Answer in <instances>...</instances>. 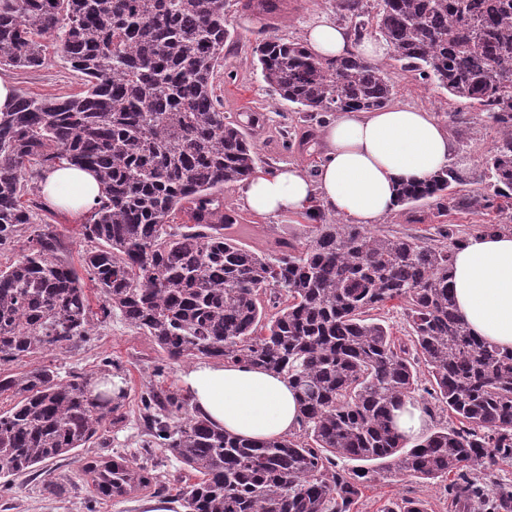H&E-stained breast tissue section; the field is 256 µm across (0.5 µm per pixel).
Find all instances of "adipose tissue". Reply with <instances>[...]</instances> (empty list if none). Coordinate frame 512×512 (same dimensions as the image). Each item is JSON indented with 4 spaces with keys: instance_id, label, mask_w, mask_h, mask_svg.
<instances>
[{
    "instance_id": "obj_1",
    "label": "adipose tissue",
    "mask_w": 512,
    "mask_h": 512,
    "mask_svg": "<svg viewBox=\"0 0 512 512\" xmlns=\"http://www.w3.org/2000/svg\"><path fill=\"white\" fill-rule=\"evenodd\" d=\"M309 52L336 57L350 52L366 59L385 56L386 46L353 42L326 13L306 26ZM324 160L316 176L280 165L244 181L240 200L267 217L320 207L353 224L374 225L393 209L400 183L424 180L447 166L455 146L433 112L390 105L369 112L336 113L321 130ZM45 200L75 213L100 204L93 172L77 168L48 171ZM452 285L457 312L471 331L502 349H512V231L483 232L455 249ZM196 412L217 427L249 439L288 433L298 425L296 394L287 379L244 363L200 362L182 376Z\"/></svg>"
}]
</instances>
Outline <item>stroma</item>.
<instances>
[{"label":"stroma","mask_w":512,"mask_h":512,"mask_svg":"<svg viewBox=\"0 0 512 512\" xmlns=\"http://www.w3.org/2000/svg\"><path fill=\"white\" fill-rule=\"evenodd\" d=\"M295 9L286 16L273 21L259 19L239 5L226 8V25L233 38L224 49V65L214 82L216 94L224 101L225 113L239 112L247 108L251 112L265 113L267 121L258 128L253 137L258 152L260 171L266 172L281 163L301 166L308 174H316L322 161L321 149H306L298 142L284 144L281 130L296 133L320 131L319 123H306L303 113L270 91L262 81L259 72L246 67L244 60L252 53L259 40L276 36L284 40L302 37L306 24L320 12L330 11V0H294ZM385 66L395 86V103L435 112L445 123L455 144L456 154L450 165L458 171L463 181L461 192L481 194L487 190L483 175L481 156L494 143L496 130L478 109L465 100L453 97L433 83L416 79L411 73L401 70L393 60H386ZM11 79L18 95L28 98H51L68 96L80 92V78L71 70L54 42H47L45 59L35 70H21L0 67V77ZM453 112L464 113L466 123L451 122ZM225 207L234 209L240 217L234 235L250 249L269 253L277 243H305L306 215H288L279 218L261 217L245 208L239 198L238 187L224 191ZM429 218L423 224L405 223L402 217L388 214L381 222L384 230H399L413 234L428 233L430 226L463 224L471 226L486 223L487 217L478 211L450 210L437 213L429 209ZM35 223L54 225L60 238L64 256L73 265H80L81 254L86 243L80 234L84 217H77L56 208L37 211ZM119 367L126 379L127 397L122 411L125 426L112 430L100 439V446L107 453L121 454L134 461H141L138 446L139 399L149 387H171L182 389V374L189 369V362L167 361L165 354L154 342L142 333L128 326L121 316H112L106 324L96 327L87 341L72 346L44 352L25 362L0 367V373L18 375L39 365L57 367L61 376L70 373H92L99 371L104 362ZM165 366V373H158V366ZM83 452L46 461L39 467L38 476L24 475L16 478L9 496L0 499V505L7 512H186L176 494L185 471L175 455L166 449L154 452L169 487L166 496L147 494L128 499L98 500L94 497L93 486L81 471ZM55 481V491H46V481ZM402 497H416L427 501L431 512H447L444 485L439 481H424L394 476L379 477L364 490L357 506V512H381L386 501Z\"/></svg>","instance_id":"1"}]
</instances>
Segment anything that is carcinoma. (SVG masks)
Wrapping results in <instances>:
<instances>
[{
	"mask_svg": "<svg viewBox=\"0 0 512 512\" xmlns=\"http://www.w3.org/2000/svg\"><path fill=\"white\" fill-rule=\"evenodd\" d=\"M225 0H0V64L41 67L44 39L62 49L83 90L19 96L0 112V249L27 236L0 268V367L92 335L118 312L170 360L221 359L288 378L298 430L240 438L198 416L177 390L140 400L143 448L173 452L194 482L178 498L188 512H354L365 483L383 474L451 478L448 512H512V487L486 493L484 475L512 461V350L484 341L456 312L450 273L464 243L452 224L427 235L373 231L326 220L312 239L257 253L231 229L224 189L256 172L255 146L224 117L214 79L232 39ZM359 41L375 34L401 69L465 99L497 134L483 160L491 192L449 195L462 183L446 167L400 185L408 224L466 204L498 216L512 209V0H335ZM245 65L300 112L371 111L392 101L387 70L349 54L308 52L300 39L270 36ZM98 177L100 206L81 225L91 243L82 265L62 255L54 226L32 225L35 180L55 167ZM188 223L173 224L178 213ZM397 301L409 327L397 339L376 317ZM427 367L421 378L419 363ZM119 373L60 377L50 365L0 375L15 405L0 411V495L121 426ZM410 399L450 421L411 443L392 410ZM97 497L159 489L157 465L95 453L84 466ZM382 512H427L424 501L388 502Z\"/></svg>",
	"mask_w": 512,
	"mask_h": 512,
	"instance_id": "carcinoma-1",
	"label": "carcinoma"
}]
</instances>
